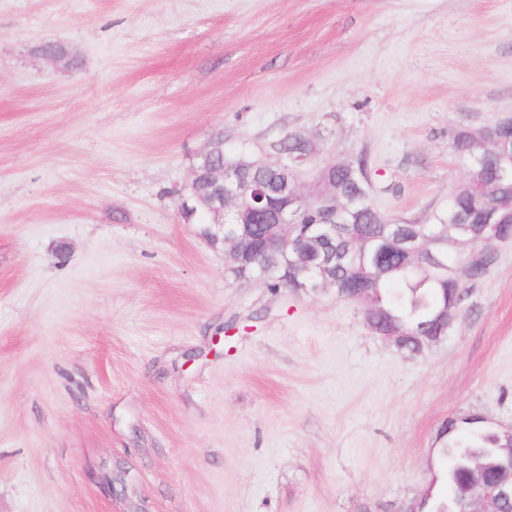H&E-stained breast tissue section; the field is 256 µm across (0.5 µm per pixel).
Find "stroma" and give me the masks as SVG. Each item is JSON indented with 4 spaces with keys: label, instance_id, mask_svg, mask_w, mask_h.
<instances>
[{
    "label": "stroma",
    "instance_id": "obj_1",
    "mask_svg": "<svg viewBox=\"0 0 512 512\" xmlns=\"http://www.w3.org/2000/svg\"><path fill=\"white\" fill-rule=\"evenodd\" d=\"M507 114L512 0H0V512H402L449 420L512 424V243L408 354L180 199L216 133L303 131L425 223Z\"/></svg>",
    "mask_w": 512,
    "mask_h": 512
}]
</instances>
